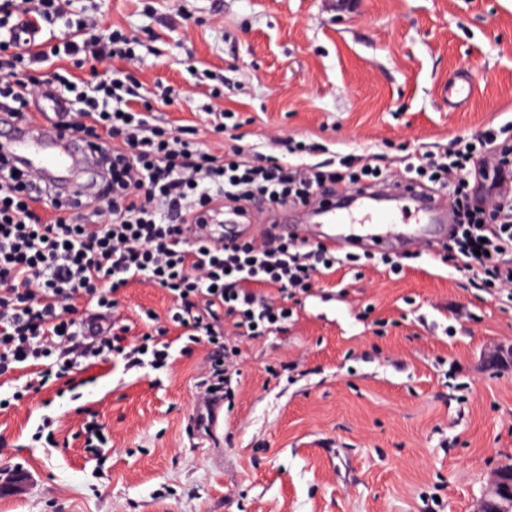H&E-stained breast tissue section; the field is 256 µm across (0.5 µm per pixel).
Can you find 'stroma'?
<instances>
[{
  "mask_svg": "<svg viewBox=\"0 0 512 512\" xmlns=\"http://www.w3.org/2000/svg\"><path fill=\"white\" fill-rule=\"evenodd\" d=\"M139 41L130 72L172 129L212 150L211 110L242 119L241 143L309 138L335 156L415 150L512 123V0H71ZM473 99L449 109L458 73ZM224 84L222 98L209 89ZM400 275L337 269L300 297L284 334L238 339L234 406L198 431L205 353L167 368L89 370L0 412V470L27 474L0 512H473L512 459V294L462 287L414 248ZM97 413L108 444L89 460ZM53 437H36L44 417ZM87 415V419L82 424L83 448L92 457L100 459L101 456H104L103 448L107 444L105 427L97 420L94 413H88ZM97 432H100L101 437H98Z\"/></svg>",
  "mask_w": 512,
  "mask_h": 512,
  "instance_id": "1",
  "label": "stroma"
}]
</instances>
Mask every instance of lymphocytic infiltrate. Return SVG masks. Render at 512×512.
<instances>
[{"label": "lymphocytic infiltrate", "instance_id": "lymphocytic-infiltrate-1", "mask_svg": "<svg viewBox=\"0 0 512 512\" xmlns=\"http://www.w3.org/2000/svg\"><path fill=\"white\" fill-rule=\"evenodd\" d=\"M69 0H0V112L26 119L34 98L54 106L59 127L86 141L106 173L81 201L66 199L42 175L0 159V377L30 374L0 411L61 379L117 361L125 370L167 366L174 342L208 348L196 382L205 407L229 404L237 346L224 334L282 332L289 299L310 295L341 267L403 265L388 255L340 254L283 240L270 231L224 242L209 223L214 209L246 212L256 199L307 204L331 184L389 180L377 154L315 161L316 142L284 139L281 155L233 144L216 154L158 120L141 86L110 63L137 58L123 30L68 21ZM65 22L58 42L30 43L27 29ZM104 64L94 84L58 77L23 79L52 59ZM405 181L451 201L454 223L439 259L479 291L512 288V140L502 129L454 139L440 152L403 159ZM133 283L161 289L166 315L144 310L132 334L119 294Z\"/></svg>", "mask_w": 512, "mask_h": 512}]
</instances>
